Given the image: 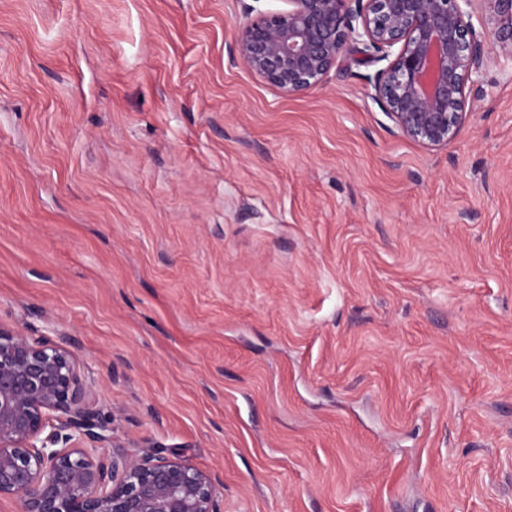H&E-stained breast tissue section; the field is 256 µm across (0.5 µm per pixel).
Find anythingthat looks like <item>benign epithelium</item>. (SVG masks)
Returning a JSON list of instances; mask_svg holds the SVG:
<instances>
[{
	"label": "benign epithelium",
	"instance_id": "obj_1",
	"mask_svg": "<svg viewBox=\"0 0 512 512\" xmlns=\"http://www.w3.org/2000/svg\"><path fill=\"white\" fill-rule=\"evenodd\" d=\"M239 24L236 65L291 97L321 86L350 43L369 63L373 99L404 136L454 141L492 66L512 63V0H285ZM480 27H475L474 22ZM70 338L0 328V499L18 512H220L212 476L178 460L105 454L108 422ZM60 426L44 434L49 416Z\"/></svg>",
	"mask_w": 512,
	"mask_h": 512
}]
</instances>
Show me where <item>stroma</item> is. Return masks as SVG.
<instances>
[{
  "label": "stroma",
  "instance_id": "1",
  "mask_svg": "<svg viewBox=\"0 0 512 512\" xmlns=\"http://www.w3.org/2000/svg\"><path fill=\"white\" fill-rule=\"evenodd\" d=\"M286 7L0 0V327L222 512H512V74L427 149L233 63Z\"/></svg>",
  "mask_w": 512,
  "mask_h": 512
}]
</instances>
